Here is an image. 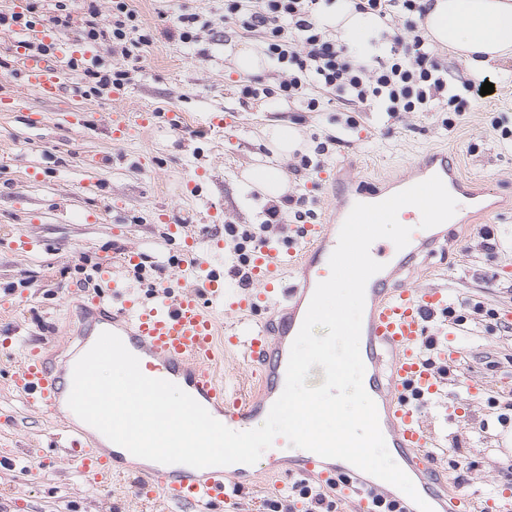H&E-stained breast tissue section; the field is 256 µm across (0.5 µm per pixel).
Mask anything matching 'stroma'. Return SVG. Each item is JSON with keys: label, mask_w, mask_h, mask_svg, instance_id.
I'll return each mask as SVG.
<instances>
[{"label": "stroma", "mask_w": 512, "mask_h": 512, "mask_svg": "<svg viewBox=\"0 0 512 512\" xmlns=\"http://www.w3.org/2000/svg\"><path fill=\"white\" fill-rule=\"evenodd\" d=\"M140 26L154 35L144 57H114L115 66L129 69L127 106L160 113L156 127L133 132L121 143L108 135L116 109L110 96L85 99L91 115L83 127L71 126L61 106L44 103L13 74L0 73V92L21 102L15 112H0V512H180L176 506L136 497L131 466L118 462L120 477L111 486L88 482L76 464L51 446L61 433L60 420L28 410L9 389L4 376L33 347L53 341L55 362H70L79 344L67 336V325H80L70 289L77 284L97 287L101 265L120 264L125 250L141 253L142 273L122 270L121 276L147 295V283L173 284L184 243L172 237L169 223L186 225L207 249L211 267L224 270V288L239 291L230 276L233 250L225 242L228 224L252 225L263 220L264 201L258 191H244L245 169L260 166L267 150L261 129L273 120L295 125L303 137L302 153L280 161L293 194L305 195L315 223L332 213L330 184L301 169L302 154L316 143L341 134L325 158L322 173L349 168L354 176L381 186L428 149L455 154L460 174L491 191L493 212L461 214L458 233L448 255L420 257L405 275L408 286L448 291V303L463 321L452 339L464 359L466 373L489 386V400L477 403L452 378L438 394L425 398L421 411L437 439L446 447L439 461L453 468L470 463L467 491L476 501L495 499L499 512H512V421L500 424V406L512 402V149L500 141V127L512 129V59L494 63L500 76L495 99L467 108L453 127L440 112L357 114V126L345 129V113L335 104L309 112L272 99L242 102L239 73L232 51L257 48L254 36L226 34L224 0H135ZM198 14L205 27L196 41L182 42L172 15ZM40 112L32 125L28 113ZM224 114V130L209 121ZM182 118L183 131L169 122ZM495 235L487 249L482 229ZM40 243L33 253L15 249L19 234ZM481 304L483 314L472 313ZM298 512L288 490L261 482L240 505L224 512Z\"/></svg>", "instance_id": "1"}]
</instances>
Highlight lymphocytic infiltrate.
<instances>
[{"label": "lymphocytic infiltrate", "instance_id": "obj_1", "mask_svg": "<svg viewBox=\"0 0 512 512\" xmlns=\"http://www.w3.org/2000/svg\"><path fill=\"white\" fill-rule=\"evenodd\" d=\"M354 10L378 16L383 26L379 39L385 57L364 64L354 62L343 41L324 27L321 16L335 0H224V23L253 35L259 52L282 77L276 86L261 78L242 80L239 95L244 100L276 99L304 104L307 111H321L328 97H336L345 112H449L461 115L480 100L484 83H497V76L474 77L459 85L448 82V68L434 53L430 39L416 20L423 17V0H350ZM84 43H111L123 58L140 59L154 42L142 32L132 0H112V15L99 23L95 7H88L83 26ZM84 96L97 97L104 90L130 82L129 70L107 63L104 57L76 65ZM305 196L288 195L270 203L259 227L228 224L224 236L233 244L237 259L234 273L248 285L252 253L266 242L272 226L287 216L304 220Z\"/></svg>", "mask_w": 512, "mask_h": 512}]
</instances>
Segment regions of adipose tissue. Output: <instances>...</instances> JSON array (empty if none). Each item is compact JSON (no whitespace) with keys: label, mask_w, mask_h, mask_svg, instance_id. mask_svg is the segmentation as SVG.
<instances>
[{"label":"adipose tissue","mask_w":512,"mask_h":512,"mask_svg":"<svg viewBox=\"0 0 512 512\" xmlns=\"http://www.w3.org/2000/svg\"><path fill=\"white\" fill-rule=\"evenodd\" d=\"M425 22L431 38L441 45L474 58L482 67L512 55V0H425ZM324 24L352 44L357 58L368 57L372 47L366 38L378 25V18L350 8L347 0H337L335 8L323 17ZM265 146L271 151L272 164L247 171L245 178L269 200H280L289 184L277 162L301 149L297 130L282 122H273L262 130Z\"/></svg>","instance_id":"ef3b65f1"}]
</instances>
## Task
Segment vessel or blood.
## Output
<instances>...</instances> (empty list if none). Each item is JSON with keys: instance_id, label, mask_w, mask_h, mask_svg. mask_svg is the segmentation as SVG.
Returning a JSON list of instances; mask_svg holds the SVG:
<instances>
[{"instance_id": "1", "label": "vessel or blood", "mask_w": 512, "mask_h": 512, "mask_svg": "<svg viewBox=\"0 0 512 512\" xmlns=\"http://www.w3.org/2000/svg\"><path fill=\"white\" fill-rule=\"evenodd\" d=\"M38 39L50 44L44 55L30 54L25 45ZM23 84L49 102L62 105L77 126H85V109L71 91V63L88 58L93 48L80 42H63L54 31L35 24L14 42ZM155 113L124 110L112 120L111 135L123 140L133 128L153 125ZM439 176L452 196L468 207H479V192L459 175L455 156L433 149L421 154L405 171L391 176L386 188H368L356 178L337 185L333 194L335 216L320 224H301L293 245L280 247L267 242L254 253L251 284L240 293L224 289V275L210 268L200 248L188 250L184 267L196 273L192 283L169 288L166 295L146 301L124 288L109 269H102L104 288L84 290L73 299L83 311L84 333L99 336L110 331L120 336L140 361L144 375L178 384L211 415L221 417L235 431L252 429L267 418L282 393L292 343L297 336L317 284L330 275L329 258L341 226L354 204L378 203L390 192L402 191L432 176ZM400 223L414 231L404 249L372 243L383 268L372 276L365 289L360 352L365 364L364 387L374 400L381 431L388 447L394 448L416 476L422 498L443 512H471L472 500L448 483L436 467L434 435L426 427L418 407L424 398L439 390V379L421 355L429 316L448 306L444 288L416 289L405 285L400 275L412 268L421 252L447 249L452 236L447 225L420 229L421 214L412 206L398 213ZM233 313L237 322L225 338L217 336L212 303ZM239 347L247 365L259 376L257 388L244 399L229 394L215 369L220 347ZM7 382L25 406L53 418L66 402L72 387L68 369L58 367L41 351L34 350L9 375ZM56 447L81 463L85 474L96 483L111 484L115 474L113 456L91 432L65 423ZM286 467L271 464L261 478L273 480L298 476L311 483L336 487L342 498L351 500L355 512H378L381 503H396L399 512H418L409 499L396 498L392 484L367 479L362 470L343 460L324 458L300 449L287 456ZM251 485L246 469L222 467H173L159 464L136 476L138 496L159 498L187 507L188 512H224V503Z\"/></svg>"}]
</instances>
